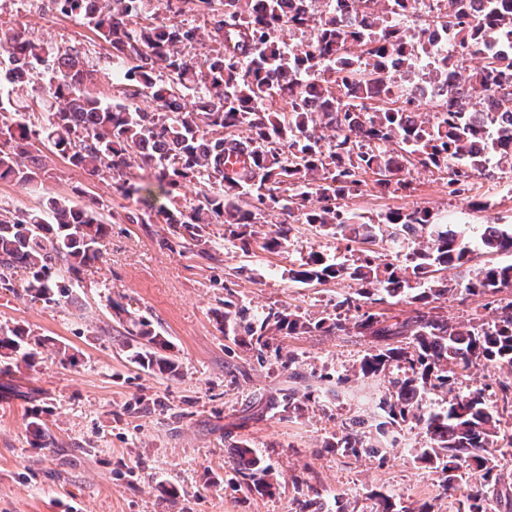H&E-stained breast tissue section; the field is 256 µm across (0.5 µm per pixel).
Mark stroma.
Returning a JSON list of instances; mask_svg holds the SVG:
<instances>
[{"mask_svg":"<svg viewBox=\"0 0 512 512\" xmlns=\"http://www.w3.org/2000/svg\"><path fill=\"white\" fill-rule=\"evenodd\" d=\"M21 25L30 37L61 48L82 44L97 92L111 100L109 47L84 21L34 9L31 0H0V46ZM408 179L409 188L392 192L367 176L363 195L347 205L374 220L415 207L441 224L459 215L474 236L488 224L512 227V167L474 179L482 211L450 196L442 173L419 168ZM47 194L99 202L108 233L101 258L85 267L67 304L26 294L22 268L11 271L9 287H0V326L52 342L33 365L0 373V512H296L300 501L318 494L340 499L346 512H382L386 495L397 512H457L459 493L444 491L442 473L418 458L429 438L416 423L391 433L385 456L336 452L353 417L367 420V443L379 441L374 425L387 380L358 374L373 350L369 338L282 331L260 352L224 332L228 300L304 319L339 314L341 301L358 289L355 281L306 285L292 271L313 251L344 259V242L299 224L279 252L245 250L227 225L211 224L207 252L189 240L170 249L162 244L166 224L126 223V210L138 201L63 157L50 160L37 184L0 181L6 206L32 208ZM506 261L512 253L481 252L465 268L449 267L451 290L435 301L436 314L451 322L493 321L494 308L463 285L470 272ZM130 312L169 340L175 374L130 362L121 345ZM510 380L506 368L459 369L451 390L427 392L423 404L433 409L450 392L481 390L498 410L502 432L512 434V408L499 388ZM289 388L297 393L294 409L277 410ZM36 419L52 446L30 428ZM240 442L269 465V490L235 476L231 452Z\"/></svg>","mask_w":512,"mask_h":512,"instance_id":"1","label":"stroma"}]
</instances>
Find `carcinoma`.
<instances>
[{
	"instance_id": "1",
	"label": "carcinoma",
	"mask_w": 512,
	"mask_h": 512,
	"mask_svg": "<svg viewBox=\"0 0 512 512\" xmlns=\"http://www.w3.org/2000/svg\"><path fill=\"white\" fill-rule=\"evenodd\" d=\"M158 2L98 0L97 11L87 16L83 0H56L61 13L88 19L112 48V60L125 66L114 78L118 98L113 103L97 94L80 49L36 41L22 27L13 31L5 51L10 58L21 56V64L0 75V84L8 85L0 92V180L37 182L46 167L41 146L48 144L88 175L109 176L124 196L142 201L144 207L126 213L128 223L153 224L163 217L169 248L188 238L206 251V226L219 222L239 227L232 234L247 250L252 235L244 228L268 213L291 218L263 237L261 249L268 252L279 251L299 221L348 244L368 245L349 264L312 251L294 271L302 284L335 278L357 282L358 297L341 302L355 310L353 317L311 321L272 308L258 316L226 301L224 329L261 349L273 332L331 333L349 323L357 334L385 342L364 356L362 376L377 377L395 365L411 376L389 378L391 391L380 400L385 420L376 429L407 420L422 425L430 446L420 449L419 459L441 471L444 490L457 489L472 471L483 472L484 484L463 494L459 512H494L500 478L495 445L504 439L498 411L485 404L479 391L457 394L429 411L423 408V395L450 388L458 367L512 369V299L496 301L499 316L490 323L450 324L433 315L426 307L448 294V284L436 272L465 265L470 241L437 223L427 209L391 211L375 222L344 209L340 201L362 195L370 171L379 175V186L400 190L407 187L411 169L422 167L445 172L448 195L468 201L472 210L484 208L470 201L472 180L489 175L491 161L504 159V149L512 145V124L485 132L489 154L478 157L471 152L478 129L465 105L474 108L491 95L512 111V46H506L512 37V0H489L480 19L471 16L469 0L438 5L433 17L451 30L458 54L478 55L483 65L470 82L448 89V100L434 105L433 121L416 124L407 122L404 111L420 105L405 85L383 72L387 59L415 66L417 43L422 54L435 53L419 43L418 32L399 28L409 0H359L357 9L372 15L368 25L345 21L331 10L316 16L287 14L283 0H265L260 14L253 0H166L172 17L156 24ZM186 6L210 15L207 37L215 48L202 59L184 52L200 39L197 29L174 22ZM283 27L307 35L306 40L292 50L281 49L275 33ZM42 69L53 78L37 89L34 78ZM159 71L168 74L167 82H157ZM29 87L45 108L39 127L28 113L24 92ZM141 97L151 99L155 111L138 107ZM310 97L322 102L320 111L307 108ZM242 127L245 137L236 134ZM233 154L247 156L248 163L226 168ZM136 170L150 172L166 195L183 181H198L196 204L173 219L172 211L150 204L151 184L137 181ZM106 233L97 210L63 197L46 196L31 209L0 206V282L23 267L28 271L26 293L65 303L68 283L100 259ZM406 236H424L427 244L408 252L401 265L374 250ZM479 245L487 252H512V229L487 224ZM508 287L512 264L484 267L464 285L467 293L480 297ZM361 299L371 305L404 300L415 306L414 315L386 324L379 314L362 309ZM126 324L135 342L132 362L162 373L175 370V362L164 354L169 349L164 337L143 319L129 317ZM401 336L410 339L408 346L388 344ZM40 345L0 328V370L31 363ZM336 447L357 454L364 447L360 432L348 427ZM232 465L247 486L270 487L269 467L254 449L235 446Z\"/></svg>"
}]
</instances>
